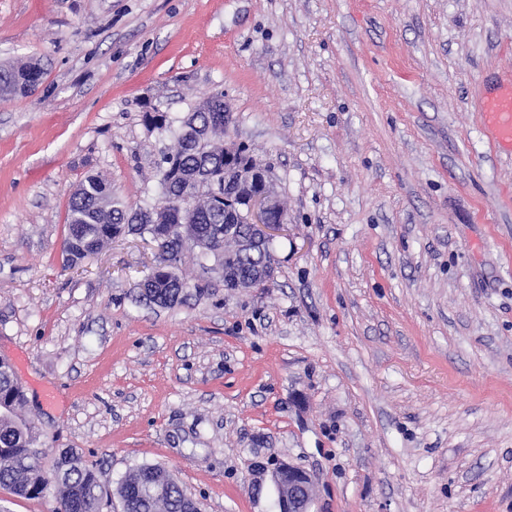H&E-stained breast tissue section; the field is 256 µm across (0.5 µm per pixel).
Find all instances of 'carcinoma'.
<instances>
[{
    "label": "carcinoma",
    "mask_w": 512,
    "mask_h": 512,
    "mask_svg": "<svg viewBox=\"0 0 512 512\" xmlns=\"http://www.w3.org/2000/svg\"><path fill=\"white\" fill-rule=\"evenodd\" d=\"M42 78L43 70L36 62L1 65L0 91L26 81L39 83ZM223 97L224 93L216 92L186 115L211 134L201 147L183 139L181 119L167 112L144 113V122L173 132L175 139L160 170L158 199L133 209L112 194V184L105 176H87L69 203L68 237L75 242L70 249V264L81 261L84 250L98 249L134 229L157 243V266L172 270V279L159 281V289L173 298L187 292L190 284L179 275L186 245L178 235L167 234V210L173 204L171 197L189 191L196 203L195 226L209 239L211 253H218L221 266L240 278L258 273L264 254L243 253L235 239L224 236V208L232 209L234 204H224L213 193V186L224 184V142L220 141L224 134ZM202 161L211 167L212 186L194 178ZM14 376L11 366L0 364V489L25 498H40L52 492L60 512H98L100 500L110 492L102 488L96 464L77 451L69 456L58 452L49 461L34 455L41 447V433L34 421L22 419L17 413L24 403V393ZM115 493L123 512H184L189 505L187 493L161 465L138 466L118 483Z\"/></svg>",
    "instance_id": "obj_1"
}]
</instances>
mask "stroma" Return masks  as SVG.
Here are the masks:
<instances>
[{
	"label": "stroma",
	"mask_w": 512,
	"mask_h": 512,
	"mask_svg": "<svg viewBox=\"0 0 512 512\" xmlns=\"http://www.w3.org/2000/svg\"><path fill=\"white\" fill-rule=\"evenodd\" d=\"M0 356L23 417L115 489L169 469L202 512H276L256 461L314 512H512V149L482 122L512 82V0H0ZM275 181L267 287L185 255L181 303L141 301L157 245L62 262L72 193H157L181 117L215 92ZM43 70L36 62L28 61L0 66V91H7L13 85L30 81L40 83ZM271 480L278 493V512H312L315 481L306 470L280 462L271 468Z\"/></svg>",
	"instance_id": "35a3bbf8"
}]
</instances>
